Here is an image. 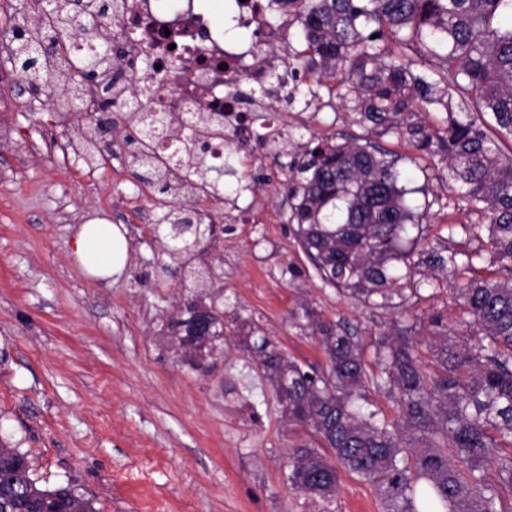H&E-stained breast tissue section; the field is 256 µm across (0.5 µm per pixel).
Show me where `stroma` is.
<instances>
[{
	"label": "stroma",
	"mask_w": 512,
	"mask_h": 512,
	"mask_svg": "<svg viewBox=\"0 0 512 512\" xmlns=\"http://www.w3.org/2000/svg\"><path fill=\"white\" fill-rule=\"evenodd\" d=\"M91 120L55 92L33 103L0 94V441L28 453L40 486L72 485L96 512H318L287 481L288 450L312 441L311 428L284 419L238 339L202 370L175 350L166 322L200 296L258 322L286 355L314 365L324 355L293 318L307 305L365 344L398 324L426 335L436 313L465 332L447 287L410 296L401 312L370 309L324 285L295 241L287 162L310 135L362 139L367 127L337 104L303 113L278 155L234 157L225 186L248 173L254 191L232 202L180 198L234 227L209 247L214 276L197 289L163 271L171 259L150 229L172 201L135 177L127 123L113 127V153L93 170L46 149L50 136L77 135ZM377 142L400 156L411 204L428 211L426 246L447 245L449 224L478 222L449 209L446 168H414L399 136ZM93 219L120 226L128 241L125 270L107 281L73 257L75 227ZM329 508L381 512L374 490L344 471Z\"/></svg>",
	"instance_id": "stroma-1"
}]
</instances>
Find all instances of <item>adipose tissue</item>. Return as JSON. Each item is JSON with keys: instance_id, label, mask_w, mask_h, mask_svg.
Here are the masks:
<instances>
[{"instance_id": "adipose-tissue-1", "label": "adipose tissue", "mask_w": 512, "mask_h": 512, "mask_svg": "<svg viewBox=\"0 0 512 512\" xmlns=\"http://www.w3.org/2000/svg\"><path fill=\"white\" fill-rule=\"evenodd\" d=\"M75 256L90 277L108 279L125 266L126 241L116 225L97 219L78 225Z\"/></svg>"}]
</instances>
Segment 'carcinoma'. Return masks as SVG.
I'll return each mask as SVG.
<instances>
[{"label": "carcinoma", "mask_w": 512, "mask_h": 512, "mask_svg": "<svg viewBox=\"0 0 512 512\" xmlns=\"http://www.w3.org/2000/svg\"><path fill=\"white\" fill-rule=\"evenodd\" d=\"M299 5L304 49L291 53L288 77L316 95L325 89L354 103L369 132L408 140L418 155L448 169L455 205L485 218L498 277L481 274L472 252L418 249L425 228L406 195L398 158L366 139L336 143L311 136L286 163L288 222L320 280L374 307L409 289L420 293L417 267L448 277L467 274L454 300L477 326V341L454 336L442 317L420 340L407 326L375 346L372 363L356 337L305 309L302 318L324 353L319 369H303L268 336L236 326L252 361L275 386L288 423L312 428L319 447L289 450L288 484L313 503L330 501L338 468L369 484L383 512H512V0H286ZM119 0H58L10 53L23 72L57 83L69 102L99 89L112 109L126 80L103 50ZM86 36L73 37L76 17ZM405 49L390 58L387 44ZM155 113L131 112L130 158L158 193L174 195L197 180L214 197L224 184L205 163L210 137L224 132L216 113L198 128L172 133L166 150L149 134ZM479 224H450L448 237L469 240ZM418 260H413V256ZM178 347L211 357L227 339L218 311L192 300L168 323ZM426 345L429 359L415 353ZM396 404L390 417L374 393ZM23 452L0 444V512H94L70 485L43 488ZM495 468L489 478L486 465Z\"/></svg>", "instance_id": "obj_1"}]
</instances>
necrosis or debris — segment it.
Wrapping results in <instances>:
<instances>
[{"instance_id":"1","label":"necrosis or debris","mask_w":512,"mask_h":512,"mask_svg":"<svg viewBox=\"0 0 512 512\" xmlns=\"http://www.w3.org/2000/svg\"><path fill=\"white\" fill-rule=\"evenodd\" d=\"M177 2L176 9L165 14L158 11L156 0H123L112 40L123 48L131 64L125 96L137 95L146 83L158 84L157 110L183 114L216 110L223 113L228 131L261 113L265 119L254 127V136L268 150L281 148L289 126V113L281 103L290 92L283 77L292 63L288 34L296 17L284 12L273 23L268 18L269 0H228L239 26L272 31L274 50L258 61L253 46L225 41L223 34L214 32L207 18L196 11L194 0ZM174 53L182 58L176 68L168 64ZM146 57L153 61V69H138V62ZM239 80L253 85L257 98L235 100L228 88Z\"/></svg>"}]
</instances>
